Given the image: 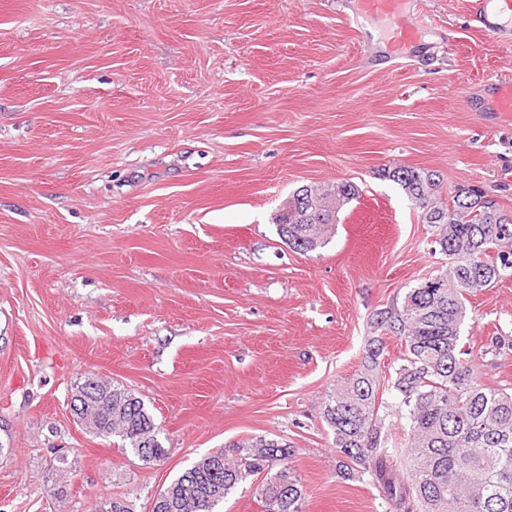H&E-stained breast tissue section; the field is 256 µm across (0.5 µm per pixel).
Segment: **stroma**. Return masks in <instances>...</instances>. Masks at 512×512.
Returning a JSON list of instances; mask_svg holds the SVG:
<instances>
[{"label": "stroma", "mask_w": 512, "mask_h": 512, "mask_svg": "<svg viewBox=\"0 0 512 512\" xmlns=\"http://www.w3.org/2000/svg\"><path fill=\"white\" fill-rule=\"evenodd\" d=\"M475 2L419 0L445 39L408 61L370 56L353 0H0V512H150L255 437L287 445L302 512H391L323 409L374 314L448 263L389 171L512 211V116L471 100L512 81V42ZM345 182L325 247L290 248L283 202ZM467 308L484 380L512 388V277ZM87 373L144 400L163 461L73 418Z\"/></svg>", "instance_id": "obj_1"}]
</instances>
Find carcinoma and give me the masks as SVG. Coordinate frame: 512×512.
<instances>
[{
  "label": "carcinoma",
  "instance_id": "carcinoma-1",
  "mask_svg": "<svg viewBox=\"0 0 512 512\" xmlns=\"http://www.w3.org/2000/svg\"><path fill=\"white\" fill-rule=\"evenodd\" d=\"M390 177L436 228L434 243L448 266L375 315L360 369L336 384L323 417L337 451L370 476L395 512H512V390L483 380L461 336L467 296L512 276V212L473 189L445 204L441 181L429 172L399 167ZM317 191L310 203L297 198L277 216L278 234L298 251L325 246L339 211L358 196L348 182ZM389 335L403 358L385 378L379 357ZM384 386L395 404L383 400ZM111 392L89 395L102 436L119 439L147 464L165 459L143 399L118 383ZM389 414L404 431L399 455L382 436ZM288 457V447L261 438L219 448L165 488L177 496L162 512H217L232 490L261 473L263 512H302L303 486Z\"/></svg>",
  "mask_w": 512,
  "mask_h": 512
}]
</instances>
